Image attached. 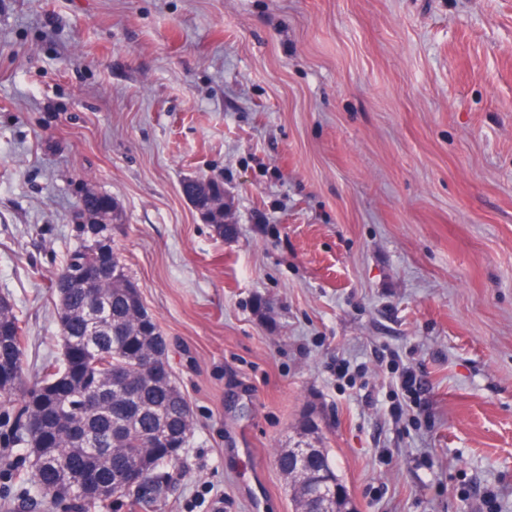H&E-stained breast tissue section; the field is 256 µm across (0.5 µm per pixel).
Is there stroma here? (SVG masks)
I'll use <instances>...</instances> for the list:
<instances>
[{"mask_svg":"<svg viewBox=\"0 0 512 512\" xmlns=\"http://www.w3.org/2000/svg\"><path fill=\"white\" fill-rule=\"evenodd\" d=\"M194 176L223 182L234 235ZM82 186L118 206L195 420L152 508L96 512H293L274 456L302 442L356 512H512V0H0L27 386L60 347ZM30 469L0 447V512H61L29 506ZM203 183L199 182L196 179H189L184 181L183 183V193L186 197L192 201L195 195H198V198L202 201V208H207L206 205V197L202 194L211 193L212 196L220 197L224 195V184L222 181L217 179H212L209 185H207V189L202 191ZM210 205L216 209L221 211L224 214V224L234 225L230 217L229 205L226 200V197L213 198L210 201ZM207 219L205 221L206 224H211L213 231L219 237H224V233H226L227 229H224V224H220L223 219V216L213 212L212 210L206 215Z\"/></svg>","mask_w":512,"mask_h":512,"instance_id":"1","label":"stroma"}]
</instances>
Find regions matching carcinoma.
<instances>
[{
	"instance_id": "obj_1",
	"label": "carcinoma",
	"mask_w": 512,
	"mask_h": 512,
	"mask_svg": "<svg viewBox=\"0 0 512 512\" xmlns=\"http://www.w3.org/2000/svg\"><path fill=\"white\" fill-rule=\"evenodd\" d=\"M188 199L206 201L205 194L224 195V183L205 186L196 179L183 183ZM112 197L80 191L73 218L89 216L100 233L112 236ZM52 288L57 297L56 319L61 353L47 359L39 382L26 389L18 403L0 411V425L11 427L5 442L24 448L34 457L31 491L34 496L65 495L83 506L104 502L93 490L61 484L53 465L86 458L93 484H122L131 464L157 475L180 459L194 431L192 408L165 358L166 340L156 323L139 324L142 307L139 287L117 256L112 271L81 235L63 255ZM0 306V396L15 394L22 381L25 336L22 315L10 296ZM45 386L54 397L42 398ZM40 415V432L27 429L25 420ZM75 427L105 449L85 456L69 429Z\"/></svg>"
}]
</instances>
